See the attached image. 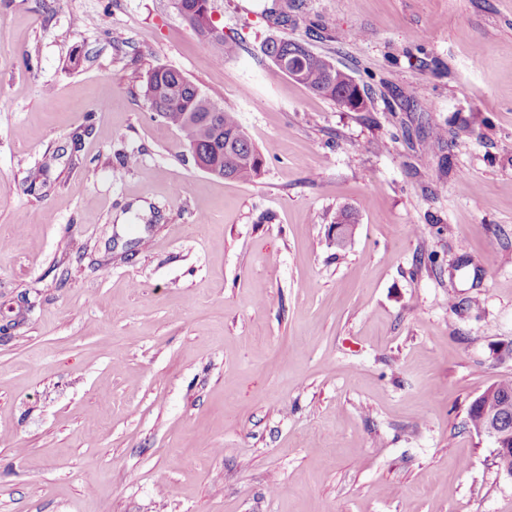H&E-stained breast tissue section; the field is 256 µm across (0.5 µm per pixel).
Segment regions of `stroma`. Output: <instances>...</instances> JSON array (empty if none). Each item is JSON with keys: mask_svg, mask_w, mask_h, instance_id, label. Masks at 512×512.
I'll return each mask as SVG.
<instances>
[{"mask_svg": "<svg viewBox=\"0 0 512 512\" xmlns=\"http://www.w3.org/2000/svg\"><path fill=\"white\" fill-rule=\"evenodd\" d=\"M211 4L227 59L174 0H0V512H512L467 425L512 376V0ZM155 66L257 179L195 166ZM268 58L280 73L287 76L289 74L293 78L300 76L296 82L303 84L315 94L334 100L351 111L358 112L365 108L366 96L363 94V99L354 103L352 101L355 94L352 89L353 79L326 57L311 52L306 59V64L302 67L301 75L299 70L305 62L301 55H289L278 59L277 62L288 71V74L278 63ZM143 82L144 96L153 112L180 131L185 146L212 165L218 172L216 176L249 182L261 174L262 154L233 108L212 100L172 67L156 66L147 70ZM201 97L208 100L209 109L199 105ZM189 113L191 118L187 117ZM231 134L236 137L227 145Z\"/></svg>", "mask_w": 512, "mask_h": 512, "instance_id": "35a3bbf8", "label": "stroma"}]
</instances>
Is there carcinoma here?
<instances>
[{
    "mask_svg": "<svg viewBox=\"0 0 512 512\" xmlns=\"http://www.w3.org/2000/svg\"><path fill=\"white\" fill-rule=\"evenodd\" d=\"M199 0H175L178 12H192L197 22L192 26L200 33L208 19L197 10ZM299 83L312 92L336 101L351 111H361L366 100L353 102V79L326 57L310 53L302 67ZM144 96L151 109L165 123L178 129L185 146L213 166L218 176L249 182L263 168L260 151L240 124L236 112L228 105L209 100L210 108L199 105L205 93L180 70L156 66L144 76ZM501 405L512 406V378H503L483 392L481 403L470 405L468 421L473 430L486 422V411Z\"/></svg>",
    "mask_w": 512,
    "mask_h": 512,
    "instance_id": "obj_1",
    "label": "carcinoma"
}]
</instances>
